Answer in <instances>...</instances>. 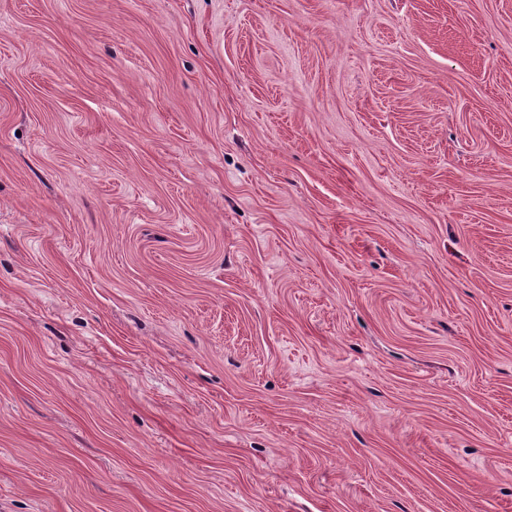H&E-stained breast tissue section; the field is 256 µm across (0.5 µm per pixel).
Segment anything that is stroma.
<instances>
[{
	"label": "stroma",
	"instance_id": "stroma-1",
	"mask_svg": "<svg viewBox=\"0 0 512 512\" xmlns=\"http://www.w3.org/2000/svg\"><path fill=\"white\" fill-rule=\"evenodd\" d=\"M0 512H512V0H0Z\"/></svg>",
	"mask_w": 512,
	"mask_h": 512
}]
</instances>
